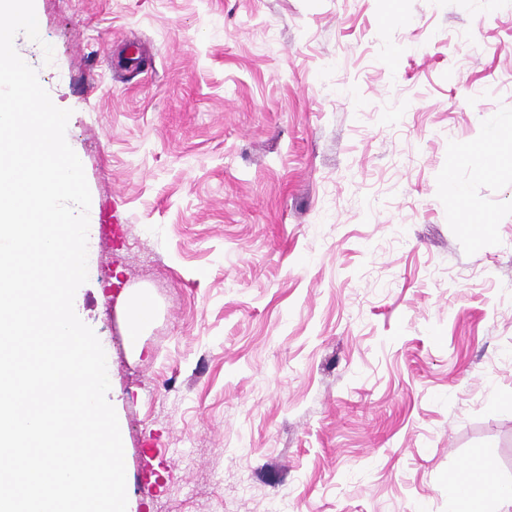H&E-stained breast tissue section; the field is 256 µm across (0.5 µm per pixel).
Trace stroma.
I'll use <instances>...</instances> for the list:
<instances>
[{
	"label": "stroma",
	"mask_w": 512,
	"mask_h": 512,
	"mask_svg": "<svg viewBox=\"0 0 512 512\" xmlns=\"http://www.w3.org/2000/svg\"><path fill=\"white\" fill-rule=\"evenodd\" d=\"M34 2L14 46L72 112L127 512L512 485V0ZM154 302L146 292L137 294L131 302V317L127 326V336H140L142 329L152 319Z\"/></svg>",
	"instance_id": "35a3bbf8"
}]
</instances>
